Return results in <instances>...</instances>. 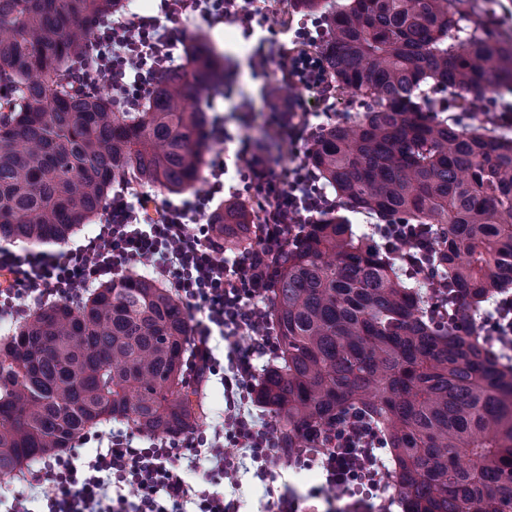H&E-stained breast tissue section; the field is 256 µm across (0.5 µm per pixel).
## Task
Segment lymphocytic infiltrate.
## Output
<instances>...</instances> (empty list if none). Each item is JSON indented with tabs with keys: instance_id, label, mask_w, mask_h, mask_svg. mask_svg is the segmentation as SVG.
Here are the masks:
<instances>
[{
	"instance_id": "f902f5d3",
	"label": "lymphocytic infiltrate",
	"mask_w": 512,
	"mask_h": 512,
	"mask_svg": "<svg viewBox=\"0 0 512 512\" xmlns=\"http://www.w3.org/2000/svg\"><path fill=\"white\" fill-rule=\"evenodd\" d=\"M288 0H157L149 14L114 11L97 25L83 58L68 73L72 93L87 85L107 90L116 112L141 111L164 74L181 68L189 27L238 26L244 35L260 28L292 32V49L283 53L289 76L312 89L322 104L336 96V83L311 51L325 36L321 23L294 27ZM272 114L266 142L238 137L236 177L225 186L222 159L209 166L206 190L194 198L157 201L152 192L130 183L113 191L92 234L66 251L13 250L0 246V322L20 316L18 300L34 311L49 301L80 303L97 284L124 279L131 262L173 290L196 314L191 369L203 382L219 379L224 409L211 438L196 428L182 439L137 428L100 435L89 454L70 451L44 459L35 480L44 512H240V466L228 460L236 448L267 478L280 446L279 424L257 421L251 409L260 376L259 363L274 355L277 340L269 301L288 251L303 225L336 211L338 203L310 165L294 152L289 164L276 166L271 146L317 138L322 124L303 102L270 98ZM246 192L257 200L252 246L225 253L213 224L203 216L223 191ZM373 236L411 278L425 288L428 313H448V278L435 269L431 255L441 234L436 224H374ZM483 340L512 359V294L492 298L483 317ZM229 345L219 360L212 344ZM307 455L323 482L312 497L334 504L352 497L353 512H391V472L384 442L358 411L339 416L318 434Z\"/></svg>"
}]
</instances>
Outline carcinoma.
<instances>
[{"label":"carcinoma","instance_id":"cac0c4a2","mask_svg":"<svg viewBox=\"0 0 512 512\" xmlns=\"http://www.w3.org/2000/svg\"><path fill=\"white\" fill-rule=\"evenodd\" d=\"M120 0H0V240L62 244L104 210L119 178L171 191L195 187L206 148L194 106L216 69L191 47L192 71L166 74L144 112H114L66 76L97 21ZM457 0H351L317 54L337 86L370 98L336 124L309 161L346 209L392 223L438 224L437 260L462 317L512 287V138L440 120L429 82L469 110L463 93L512 86V46L460 31ZM251 242L235 203L215 218ZM280 364L258 401L281 424L283 452L349 408L385 439L405 512L512 510V370L479 337L430 321L417 291L344 215L308 225L273 289ZM187 315L153 280L102 284L0 338V478L73 448L112 419L182 434L202 417L184 376Z\"/></svg>","mask_w":512,"mask_h":512}]
</instances>
